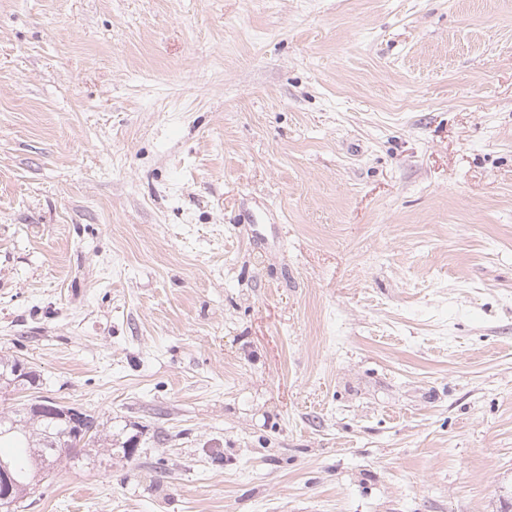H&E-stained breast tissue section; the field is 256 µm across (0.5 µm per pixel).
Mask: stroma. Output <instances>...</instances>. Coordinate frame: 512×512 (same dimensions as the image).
<instances>
[{"label": "stroma", "instance_id": "1", "mask_svg": "<svg viewBox=\"0 0 512 512\" xmlns=\"http://www.w3.org/2000/svg\"><path fill=\"white\" fill-rule=\"evenodd\" d=\"M0 350L26 512H503L512 0H0ZM16 365H24L26 366V372L23 374L21 378L13 385L9 392H20L31 389H39L40 385V374L37 373L36 370H33L32 367L27 366L26 363L9 354H1L0 355V373L1 368H10ZM24 402L16 403L0 410V427L7 432L0 435V461L11 464L15 472L13 484L10 465L0 462V511L16 512L34 493V489L43 477L30 465L29 454L37 450L51 456L54 466L75 469L79 463L95 462L96 460H112V424L107 428L108 421L100 422L95 412L89 414V425L84 433V420L87 411L82 406L65 405L47 397L33 398L27 409L44 413L30 412ZM51 418V419H49ZM67 422L77 427L78 434H73ZM79 436V434H81ZM91 447V448H90ZM13 498L17 504L12 508ZM3 509V510H1Z\"/></svg>", "mask_w": 512, "mask_h": 512}]
</instances>
